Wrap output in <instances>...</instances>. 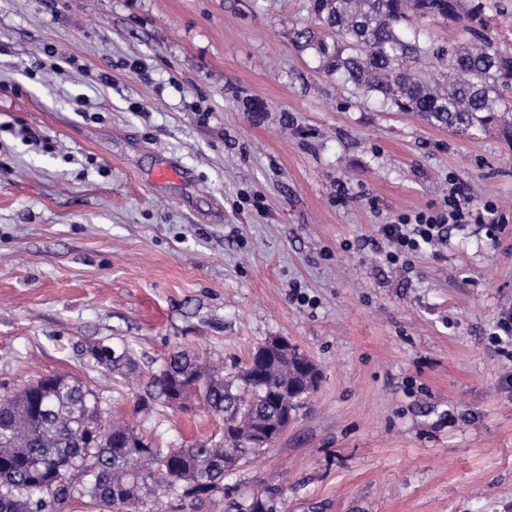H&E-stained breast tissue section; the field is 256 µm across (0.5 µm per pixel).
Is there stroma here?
Here are the masks:
<instances>
[{
	"mask_svg": "<svg viewBox=\"0 0 512 512\" xmlns=\"http://www.w3.org/2000/svg\"><path fill=\"white\" fill-rule=\"evenodd\" d=\"M309 0H0V395L73 376L158 448L224 420L157 404L76 345L141 373L178 348L225 368L281 336L322 379L264 453L201 505L237 512H512V143L456 136L320 71L292 41ZM179 180L155 183L162 165ZM413 265L365 240L443 207ZM448 207V208H447ZM488 224L491 230L497 228L493 218L485 221L482 213L475 212L471 200L460 186L452 187L448 193L446 209L437 212L419 213L412 218L403 217L396 224H386L381 240H365L364 246L371 245L389 265H411L413 259L423 253L426 246H435L446 241L447 224ZM83 351L87 352L93 367L103 369L113 375L130 378L139 373L137 362L125 348L115 349L110 346L109 351L104 352L99 349L98 345H92L82 347Z\"/></svg>",
	"mask_w": 512,
	"mask_h": 512,
	"instance_id": "stroma-1",
	"label": "stroma"
}]
</instances>
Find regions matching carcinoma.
Here are the masks:
<instances>
[{
  "mask_svg": "<svg viewBox=\"0 0 512 512\" xmlns=\"http://www.w3.org/2000/svg\"><path fill=\"white\" fill-rule=\"evenodd\" d=\"M487 0H312L314 27L293 41L328 74L339 75L398 112L414 113L448 131L479 136L491 129L512 142V53L486 33ZM415 18L462 27V39L440 45L416 31ZM426 61L439 77L422 73ZM93 366L130 378L138 365L124 348L86 349ZM312 379L296 358L271 353L256 376L247 365L228 373L191 350L172 352L147 382L142 406L180 388L202 397L224 418V438L167 451L127 424L93 434L86 418L105 413L99 396L78 377H43L0 395V512H63L66 504L92 512H142L148 502L173 497L202 502L224 489V474L276 441L284 413H297ZM167 459L170 480L155 478Z\"/></svg>",
  "mask_w": 512,
  "mask_h": 512,
  "instance_id": "carcinoma-1",
  "label": "carcinoma"
}]
</instances>
